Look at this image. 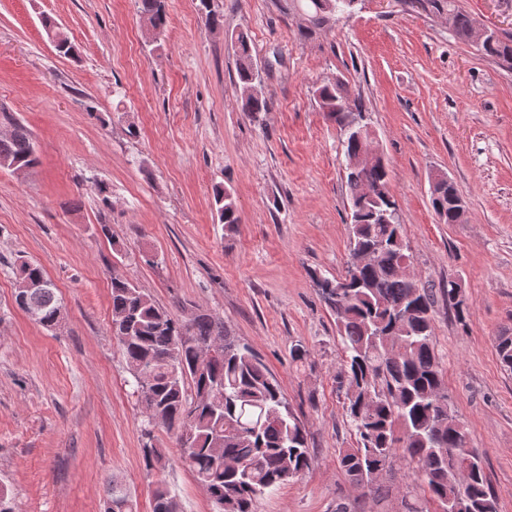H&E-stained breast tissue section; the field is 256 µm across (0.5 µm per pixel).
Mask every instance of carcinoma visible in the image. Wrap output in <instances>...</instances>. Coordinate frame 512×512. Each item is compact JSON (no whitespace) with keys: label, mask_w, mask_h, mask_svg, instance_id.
Here are the masks:
<instances>
[{"label":"carcinoma","mask_w":512,"mask_h":512,"mask_svg":"<svg viewBox=\"0 0 512 512\" xmlns=\"http://www.w3.org/2000/svg\"><path fill=\"white\" fill-rule=\"evenodd\" d=\"M299 12L309 32L325 29L349 9V0H286ZM436 11L450 14L457 39L473 43L478 21L457 0H427ZM140 12L153 34L167 26L165 0H139ZM47 33L59 35L56 50L69 56L75 46L58 34L46 17ZM241 111L256 119L268 111L249 36L234 35ZM482 55L512 69V36L498 35L478 47ZM321 111L343 132L345 157L367 148L358 135L363 112L341 82L314 90ZM38 163L30 131L21 123L0 135V168L22 171ZM349 254L344 274L317 280L321 297L336 314L341 343L337 372L345 390V416L357 447L339 451L337 464L355 485L379 491L378 479L396 458L412 464L411 475L422 481L430 499L458 512H500L482 454L448 402V390L435 351L433 313L437 295H448V311L463 318L468 306L450 288L435 289L405 272L411 259L404 228L390 191L383 157L368 167L347 171ZM219 223L234 231L240 223L231 189L213 188ZM456 186H436L431 207L441 224L458 223ZM19 280L40 283L26 291L24 310L46 329L62 316L56 286L43 268L23 261ZM112 335L116 337L133 396L141 407L143 434L164 428L173 434L182 459L204 487L211 512H257L265 494L303 475L312 464L308 433L290 408L277 379L253 349L230 336L208 314L188 320L172 316L130 279H111ZM496 353L512 372V336L497 337ZM164 449L144 447L147 470L163 467ZM136 512L130 494L112 484L104 502ZM153 512H180L177 497L159 481L153 490Z\"/></svg>","instance_id":"1"}]
</instances>
